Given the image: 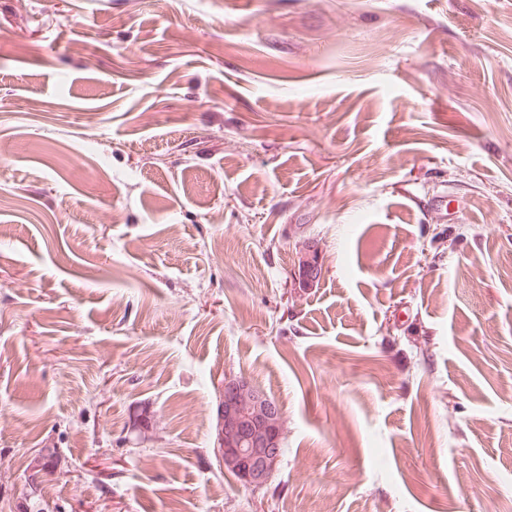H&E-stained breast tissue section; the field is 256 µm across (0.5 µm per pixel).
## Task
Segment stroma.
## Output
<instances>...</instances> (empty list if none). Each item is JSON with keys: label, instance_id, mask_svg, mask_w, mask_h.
I'll use <instances>...</instances> for the list:
<instances>
[{"label": "stroma", "instance_id": "35a3bbf8", "mask_svg": "<svg viewBox=\"0 0 512 512\" xmlns=\"http://www.w3.org/2000/svg\"><path fill=\"white\" fill-rule=\"evenodd\" d=\"M0 143V512H512V0H0ZM221 395L218 451L224 470L249 488L264 489L281 460V407L245 376H225Z\"/></svg>", "mask_w": 512, "mask_h": 512}]
</instances>
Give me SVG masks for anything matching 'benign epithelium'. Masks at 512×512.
<instances>
[{
    "label": "benign epithelium",
    "mask_w": 512,
    "mask_h": 512,
    "mask_svg": "<svg viewBox=\"0 0 512 512\" xmlns=\"http://www.w3.org/2000/svg\"><path fill=\"white\" fill-rule=\"evenodd\" d=\"M219 454L224 470L252 489L267 487L281 460L283 413L245 376L224 378Z\"/></svg>",
    "instance_id": "benign-epithelium-1"
}]
</instances>
